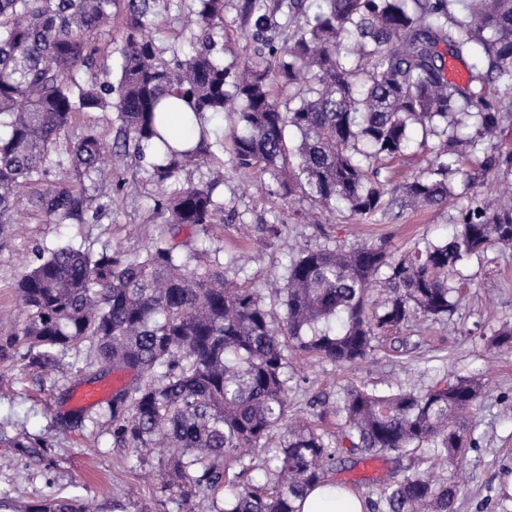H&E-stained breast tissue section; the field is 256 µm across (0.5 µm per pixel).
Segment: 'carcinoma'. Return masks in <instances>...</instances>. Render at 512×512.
Wrapping results in <instances>:
<instances>
[{
	"mask_svg": "<svg viewBox=\"0 0 512 512\" xmlns=\"http://www.w3.org/2000/svg\"><path fill=\"white\" fill-rule=\"evenodd\" d=\"M117 0H0V234L14 231L20 192L48 222L98 221L112 206L99 192V161L108 132L87 124L66 156L57 143L76 113L113 112L115 157L149 162L162 188L151 246L129 255L119 245L90 252L71 243L35 259L16 288L26 319L0 340V361L26 348L30 364L59 368L60 355L88 346L99 371L137 374L116 390L105 415L114 445L141 453L170 449L165 488L184 502L222 493L216 512H300L296 502L331 481L339 449L359 461L403 456L427 446L443 463L474 441L465 413L483 395L473 379L443 377L423 391L347 389L337 405L342 438L332 443L308 426L287 432L288 361L293 347L336 364L356 365L373 342L416 318L441 320L460 302L448 273L472 255L512 247V208L470 202L458 230L393 258L386 244L304 250L275 289L283 316L257 288H242L217 262L186 270L197 242H175L181 228L206 227L222 206L219 176L201 186L168 185L191 165L215 159V116L230 123V151L243 175L274 172V193L300 192L329 210L386 217L408 208H439L455 198L448 176H464L477 196L483 176L512 168L494 144L512 123V0H277L296 16L291 41L276 45L266 0H247L268 56L237 67L217 57L214 29L224 0H192L196 34L185 59L160 57L151 27L157 0H122L125 37L116 48V81L98 35ZM475 60L465 83L448 79L446 58ZM193 145L179 150L162 134L171 113ZM427 167L388 193L382 163L412 152L414 136ZM166 148L150 153L152 140ZM71 180L34 187L50 169ZM382 279L388 295L374 300ZM264 449L261 463L245 449ZM239 471L229 475L233 466ZM260 469L264 480L253 479ZM457 484L418 469L387 483L369 512H454ZM39 512H85L73 498L50 497Z\"/></svg>",
	"mask_w": 512,
	"mask_h": 512,
	"instance_id": "cac0c4a2",
	"label": "carcinoma"
}]
</instances>
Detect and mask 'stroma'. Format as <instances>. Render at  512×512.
Here are the masks:
<instances>
[{
    "label": "stroma",
    "instance_id": "obj_1",
    "mask_svg": "<svg viewBox=\"0 0 512 512\" xmlns=\"http://www.w3.org/2000/svg\"><path fill=\"white\" fill-rule=\"evenodd\" d=\"M252 29L243 0H224L223 25L215 31L221 61L241 64L255 59L258 45L251 38ZM153 37L164 58L189 51L191 31L171 0L160 2ZM211 128L224 171L216 195L224 202L226 217L209 225L201 238L221 261L238 257L239 265L229 266L228 277L241 287L261 289L269 308L278 306L271 297L273 287L282 285L289 260L303 249L383 243L404 257L422 241L447 238L457 229L453 210H408L375 222L349 216L341 204L322 214L319 223H306L301 214L308 209V200L274 195L271 176L262 170L255 174L254 184H247L224 145L223 122L212 123ZM103 174L100 189L111 196L112 211L99 222L55 224L31 218L21 232L0 235V337L12 335L22 323L15 288L35 249L70 242L97 251L117 244L137 255L150 246L157 186L129 158L107 156ZM124 182L137 183V191L121 190ZM276 217L281 223L275 232H265V225ZM452 280L463 300L450 321L416 320L400 329V336L417 341L413 352L394 351L392 340L384 337L356 367L316 358L291 361V414L335 441L342 436L343 424L336 403L348 387L420 391L445 375L478 379L485 393L467 414V429L477 445L465 452L466 481L455 509L512 512V496L501 492L502 477L512 472V343L492 341L494 331L512 326V248H494L470 258ZM88 361L87 351L79 349L64 355L62 373L37 372L19 356L0 362V496L23 507L51 494L74 497L89 512H212L211 494H197L185 505L176 491L143 482L142 473L166 468V454H138L114 446L101 405L89 407L83 425L57 433L58 419L70 410L66 395L83 385L79 372ZM15 438L21 447L12 446ZM340 456L335 480L348 483L367 501L379 500L384 484L402 465L433 468L444 482L453 473L449 466L432 467L424 447L400 459L392 453L379 456L380 468L373 474L363 472L358 453L344 448Z\"/></svg>",
    "mask_w": 512,
    "mask_h": 512
}]
</instances>
